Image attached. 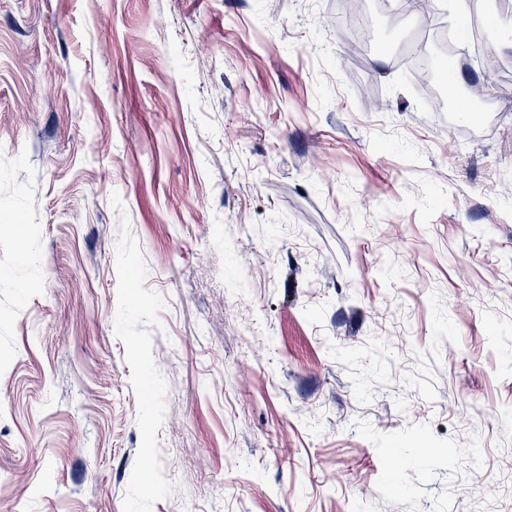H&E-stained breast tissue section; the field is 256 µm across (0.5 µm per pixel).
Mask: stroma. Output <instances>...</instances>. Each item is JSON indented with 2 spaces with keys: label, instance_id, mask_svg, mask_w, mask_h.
Here are the masks:
<instances>
[{
  "label": "stroma",
  "instance_id": "obj_1",
  "mask_svg": "<svg viewBox=\"0 0 512 512\" xmlns=\"http://www.w3.org/2000/svg\"><path fill=\"white\" fill-rule=\"evenodd\" d=\"M489 2L462 135L377 0L356 69L336 0H0V512H512ZM411 77L422 88L426 89L427 98L434 99L432 95V84L434 80V70L429 58H423L416 61L411 67Z\"/></svg>",
  "mask_w": 512,
  "mask_h": 512
}]
</instances>
